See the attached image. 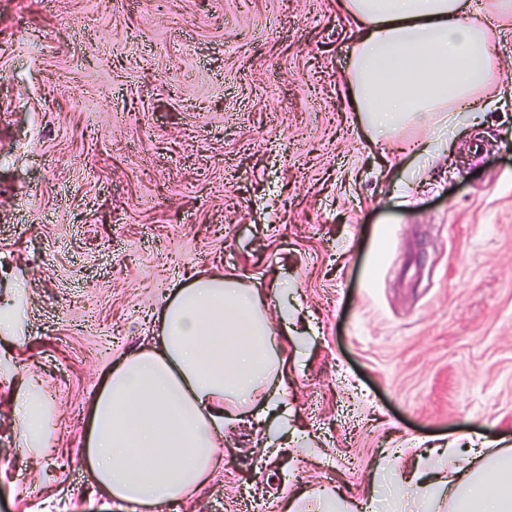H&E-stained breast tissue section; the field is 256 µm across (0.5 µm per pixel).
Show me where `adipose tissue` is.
<instances>
[{
	"label": "adipose tissue",
	"instance_id": "obj_1",
	"mask_svg": "<svg viewBox=\"0 0 512 512\" xmlns=\"http://www.w3.org/2000/svg\"><path fill=\"white\" fill-rule=\"evenodd\" d=\"M355 37L343 82L361 124L384 142L421 130L419 167L446 153L449 135L477 125L480 95L495 72L492 30L471 0H342ZM160 333L113 365L92 401L87 451L95 487L130 512L190 498L221 461L224 424L264 410L288 417L285 360L267 318L265 296L238 276L199 275L178 285L157 314ZM14 412L27 448L42 449L54 413L32 384L18 386ZM480 446L445 448L447 476L397 472L391 512L416 498L423 512H512V454L474 468ZM286 512H376L331 489L288 497Z\"/></svg>",
	"mask_w": 512,
	"mask_h": 512
}]
</instances>
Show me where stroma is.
<instances>
[{
  "mask_svg": "<svg viewBox=\"0 0 512 512\" xmlns=\"http://www.w3.org/2000/svg\"><path fill=\"white\" fill-rule=\"evenodd\" d=\"M472 6L512 72V24ZM351 39L338 0H0V297L25 336L0 346V512H117L93 397L202 272L250 275L287 318L288 424L225 426L178 512L361 501L414 447L512 449V101L389 169L342 81ZM29 378L56 410L38 455L11 401Z\"/></svg>",
  "mask_w": 512,
  "mask_h": 512,
  "instance_id": "1",
  "label": "stroma"
}]
</instances>
